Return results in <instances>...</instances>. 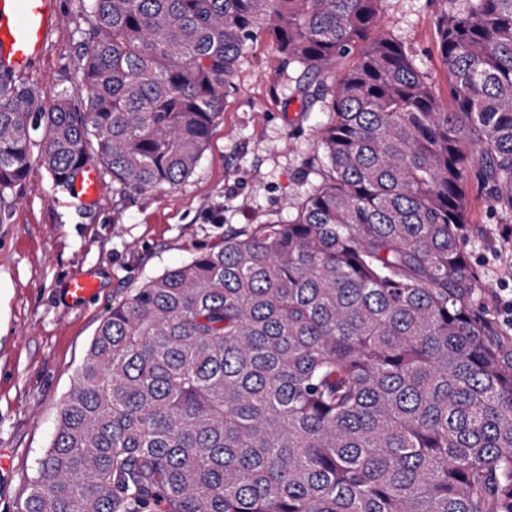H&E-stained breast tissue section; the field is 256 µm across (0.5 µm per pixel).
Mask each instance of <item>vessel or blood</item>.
<instances>
[{
	"instance_id": "1",
	"label": "vessel or blood",
	"mask_w": 512,
	"mask_h": 512,
	"mask_svg": "<svg viewBox=\"0 0 512 512\" xmlns=\"http://www.w3.org/2000/svg\"><path fill=\"white\" fill-rule=\"evenodd\" d=\"M57 27L55 0H0V74L20 75L41 56ZM74 189L83 199L95 200L101 191L96 166L84 165L76 174ZM97 285L89 276L68 280L69 299L87 300Z\"/></svg>"
}]
</instances>
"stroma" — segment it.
Listing matches in <instances>:
<instances>
[{"label":"stroma","instance_id":"obj_1","mask_svg":"<svg viewBox=\"0 0 512 512\" xmlns=\"http://www.w3.org/2000/svg\"><path fill=\"white\" fill-rule=\"evenodd\" d=\"M86 0H56L59 24L26 74L51 104L77 87ZM437 0H389L382 25L414 51L440 95L448 70L436 44ZM298 73L259 33L241 58L202 158L179 186L118 192L110 174L93 201L55 186L32 163L24 186L0 201V512H17L44 455L60 405L102 319L150 279L222 244L230 231L288 219L315 184L313 132L326 122L292 93ZM500 224L485 189L470 184L464 244L491 292L502 288ZM93 277L97 295L69 300L65 282Z\"/></svg>","mask_w":512,"mask_h":512}]
</instances>
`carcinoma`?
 <instances>
[{
	"label": "carcinoma",
	"mask_w": 512,
	"mask_h": 512,
	"mask_svg": "<svg viewBox=\"0 0 512 512\" xmlns=\"http://www.w3.org/2000/svg\"><path fill=\"white\" fill-rule=\"evenodd\" d=\"M388 0H88L77 88L0 76V198L197 167L260 31L322 103L318 182L100 323L19 512H512V348L463 243L512 222V0H440V98ZM86 98L80 109L77 94Z\"/></svg>",
	"instance_id": "carcinoma-1"
}]
</instances>
